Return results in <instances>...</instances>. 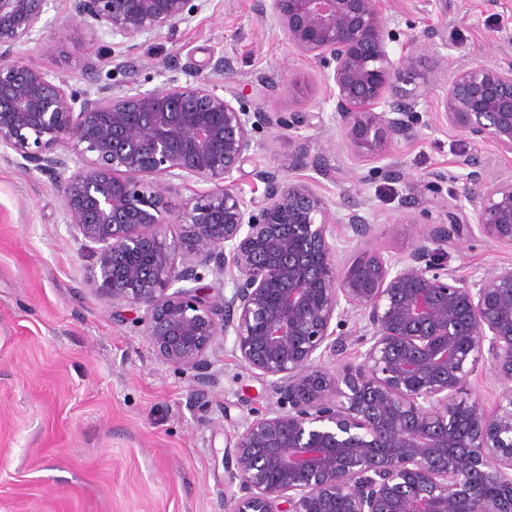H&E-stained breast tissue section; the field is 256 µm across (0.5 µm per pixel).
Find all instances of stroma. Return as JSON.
Here are the masks:
<instances>
[{"instance_id": "35a3bbf8", "label": "stroma", "mask_w": 512, "mask_h": 512, "mask_svg": "<svg viewBox=\"0 0 512 512\" xmlns=\"http://www.w3.org/2000/svg\"><path fill=\"white\" fill-rule=\"evenodd\" d=\"M386 4L393 48L415 58L427 86L418 136L390 149L401 182L374 175V162L343 145L318 65L261 17L260 0H205L190 25L139 38L133 76L111 63L124 38L89 34L68 0H51L41 31L20 53L74 88L87 87L83 64L98 56L103 85L133 78L155 89L173 77L206 78L243 88L267 112L321 113L318 127L261 131L239 185L250 197L253 167L308 177L322 163L327 174L316 176V189L332 210L364 212L372 224L364 238L337 225L343 265L364 250L405 254L425 228L445 222L431 197L412 209L402 201L430 173L456 171L459 156L512 177V160L448 127L443 89L430 81L446 57L457 68L512 64V0ZM171 56L173 71L162 66ZM508 264L512 252L478 234L448 252L449 268L469 279ZM91 266L64 222L58 189L0 155V512H224L226 457L245 420L266 405L261 381L221 347L212 358L217 382L198 393L192 372L160 363L88 286Z\"/></svg>"}]
</instances>
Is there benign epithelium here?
Instances as JSON below:
<instances>
[{"instance_id":"obj_1","label":"benign epithelium","mask_w":512,"mask_h":512,"mask_svg":"<svg viewBox=\"0 0 512 512\" xmlns=\"http://www.w3.org/2000/svg\"><path fill=\"white\" fill-rule=\"evenodd\" d=\"M48 2L0 0V150L58 188L65 224L94 259L89 286L116 312H140L130 322L160 362L206 386L229 342L265 382L268 405L226 461L224 512H512V265L468 281L442 262L476 231L512 251V179L458 161L471 168L464 178L436 173L419 186L447 222L403 256L366 250L340 268L334 225L364 238L367 217L339 216L307 178L256 167L258 201L234 177L258 130L320 126V113L284 120L205 79L152 90L133 80L118 92L56 83L16 57ZM69 2L91 33L130 42V69L137 38L199 10L195 0ZM263 11L318 64L355 155L383 160L416 135L425 86L408 88L414 58L393 56L383 0H264ZM432 82L444 84L448 126L512 156L511 64ZM175 180L212 188L172 220L162 191ZM202 269L216 284H201ZM352 315L365 321L361 363L317 368L342 343L333 321ZM488 365L493 408L458 399Z\"/></svg>"}]
</instances>
